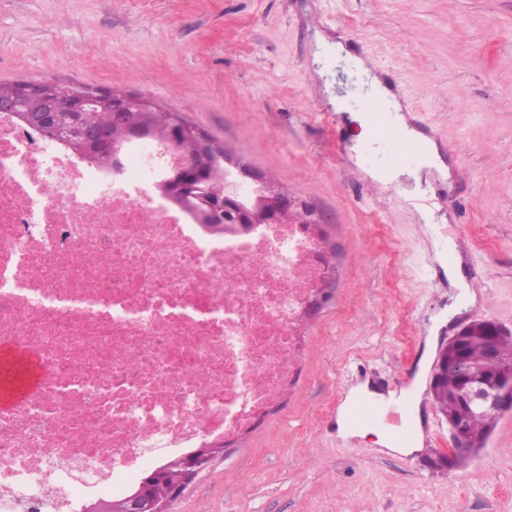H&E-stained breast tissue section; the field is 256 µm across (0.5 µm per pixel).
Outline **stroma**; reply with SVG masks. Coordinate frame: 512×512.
Segmentation results:
<instances>
[{
  "mask_svg": "<svg viewBox=\"0 0 512 512\" xmlns=\"http://www.w3.org/2000/svg\"><path fill=\"white\" fill-rule=\"evenodd\" d=\"M344 38L438 143L450 181L372 194L420 164L409 138L355 141L348 115L386 111L315 33ZM343 99L325 101L318 71ZM125 91L304 201L337 247L336 289L307 327L299 388L216 459L171 512H512V413L464 466L433 471L336 416L369 373L404 361L427 384L442 343L489 319L512 328V0H0V81ZM461 255L468 293L441 254Z\"/></svg>",
  "mask_w": 512,
  "mask_h": 512,
  "instance_id": "1",
  "label": "stroma"
}]
</instances>
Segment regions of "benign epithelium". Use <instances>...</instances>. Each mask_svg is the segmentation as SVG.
Here are the masks:
<instances>
[{"label":"benign epithelium","instance_id":"1","mask_svg":"<svg viewBox=\"0 0 512 512\" xmlns=\"http://www.w3.org/2000/svg\"><path fill=\"white\" fill-rule=\"evenodd\" d=\"M30 95L54 98V111L59 118L72 123L68 133L82 136L79 143L95 148L97 154L105 157L110 156L112 132H120L129 139L155 135L151 106L144 100L119 90L78 92L75 85L55 79L20 83L16 97L0 100V111H13L16 99ZM85 112L107 113L112 127L76 125L71 115ZM162 139L173 146L176 155L173 175L166 182L167 191L202 220L211 222L219 217L226 224H296L299 215L307 213L304 203L270 186L255 190L254 196L247 198L232 187L229 172H224L220 180L214 179L211 158L221 156L220 147L188 125L180 114L172 117ZM480 324L489 342L485 366L474 367L462 353V341L470 331L467 323L441 348L431 382H436L438 375L448 369L461 380L457 398L464 405L494 410L501 415L512 412V363L502 361L495 346L498 337L511 336L512 330L493 320H482ZM448 429L451 448L425 458L431 469L451 471L483 449L482 440L464 421L450 418ZM225 452L222 442L204 443L156 470L155 478L163 477L172 467L181 472V482L166 499L153 497L142 481L120 499H98L84 504L82 512H169L170 504Z\"/></svg>","mask_w":512,"mask_h":512}]
</instances>
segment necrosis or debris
Instances as JSON below:
<instances>
[{
    "label": "necrosis or debris",
    "instance_id": "necrosis-or-debris-1",
    "mask_svg": "<svg viewBox=\"0 0 512 512\" xmlns=\"http://www.w3.org/2000/svg\"><path fill=\"white\" fill-rule=\"evenodd\" d=\"M173 153L134 140L102 167L0 112V340L40 370L0 407V512H79L145 458L235 445L296 389L320 239L201 224L160 188Z\"/></svg>",
    "mask_w": 512,
    "mask_h": 512
}]
</instances>
